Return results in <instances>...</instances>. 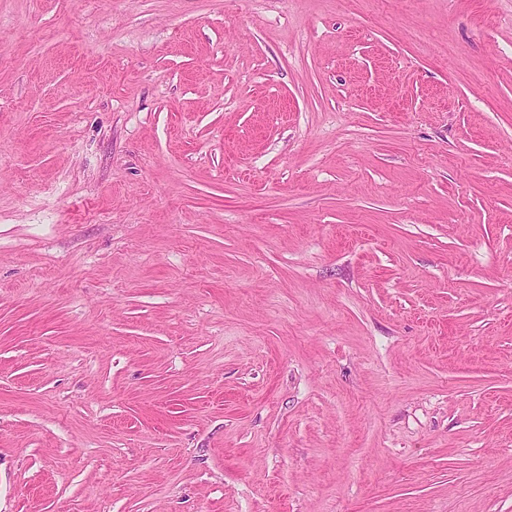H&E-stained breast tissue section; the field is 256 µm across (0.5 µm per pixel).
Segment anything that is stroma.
<instances>
[{"mask_svg":"<svg viewBox=\"0 0 512 512\" xmlns=\"http://www.w3.org/2000/svg\"><path fill=\"white\" fill-rule=\"evenodd\" d=\"M0 512H512V0H0Z\"/></svg>","mask_w":512,"mask_h":512,"instance_id":"obj_1","label":"stroma"}]
</instances>
